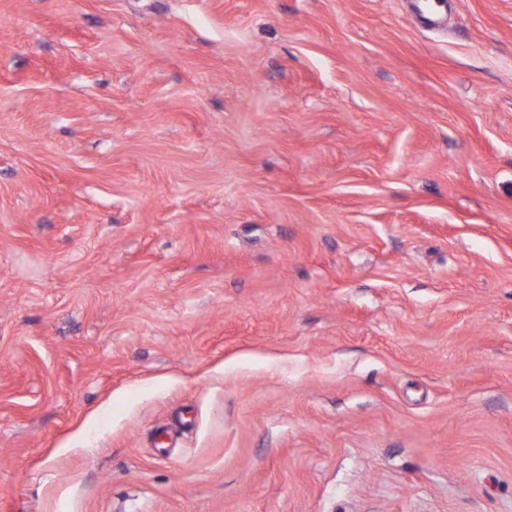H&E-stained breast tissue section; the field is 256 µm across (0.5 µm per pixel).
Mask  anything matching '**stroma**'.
Listing matches in <instances>:
<instances>
[{"mask_svg": "<svg viewBox=\"0 0 512 512\" xmlns=\"http://www.w3.org/2000/svg\"><path fill=\"white\" fill-rule=\"evenodd\" d=\"M0 0V512H512V0Z\"/></svg>", "mask_w": 512, "mask_h": 512, "instance_id": "35a3bbf8", "label": "stroma"}]
</instances>
